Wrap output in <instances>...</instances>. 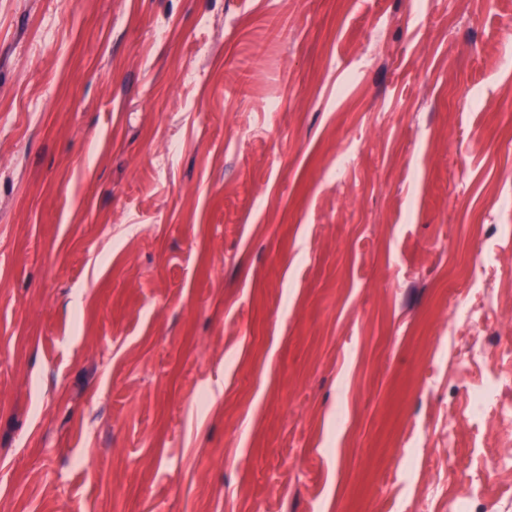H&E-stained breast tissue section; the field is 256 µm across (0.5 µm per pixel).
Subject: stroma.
<instances>
[{"label":"stroma","instance_id":"1","mask_svg":"<svg viewBox=\"0 0 512 512\" xmlns=\"http://www.w3.org/2000/svg\"><path fill=\"white\" fill-rule=\"evenodd\" d=\"M490 273L512 0H0V512H512ZM512 370L504 374L507 378L502 384L499 380H487L479 383L472 381L470 369L459 379L458 387L466 394L463 413L467 420L488 419L498 437H512ZM506 408L507 411H506Z\"/></svg>","mask_w":512,"mask_h":512}]
</instances>
